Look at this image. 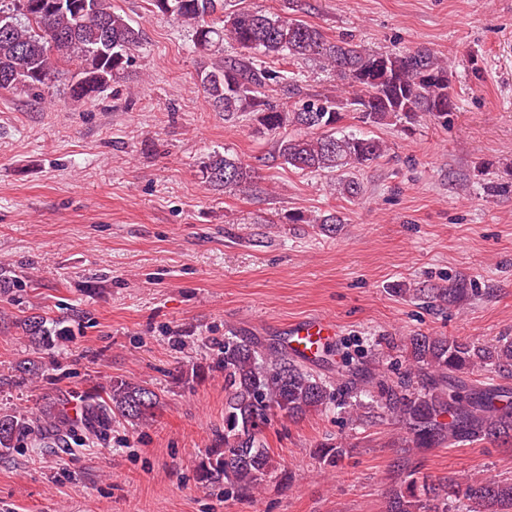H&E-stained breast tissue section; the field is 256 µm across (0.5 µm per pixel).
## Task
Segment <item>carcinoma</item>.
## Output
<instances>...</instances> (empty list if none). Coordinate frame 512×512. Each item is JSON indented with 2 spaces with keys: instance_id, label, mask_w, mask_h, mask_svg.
<instances>
[{
  "instance_id": "cac0c4a2",
  "label": "carcinoma",
  "mask_w": 512,
  "mask_h": 512,
  "mask_svg": "<svg viewBox=\"0 0 512 512\" xmlns=\"http://www.w3.org/2000/svg\"><path fill=\"white\" fill-rule=\"evenodd\" d=\"M174 21L191 27L194 47L207 53L229 40L243 53L211 63L200 72V85L212 105L231 119L255 112L263 133L276 138L282 163L296 170L344 173L334 191L346 198L362 193L351 170L382 156L384 141L364 132L339 130L343 112L358 114L367 127L401 124L419 112L447 118L456 109L449 90L448 63L431 49L369 51L346 41H331L317 27L299 19L240 10L231 0H151ZM141 45L140 30L112 10L110 0H0V89L28 95L56 82H67L71 101H96L121 78ZM282 59L314 57L336 76L341 95L334 101L315 95L293 111H285L260 96L267 82L284 83L302 95L296 75L261 69L255 56ZM296 126L299 137H282ZM202 179L209 189H234L252 182L255 170L229 154L213 153L203 162ZM334 235L343 223L334 212L297 218ZM440 305L460 307L473 289L460 277L448 287L412 288ZM47 319L28 316L19 321L37 350L54 345L65 328H48ZM411 361L390 383L369 369L349 365L336 370L330 382L295 360L275 343L264 345L242 336L224 337L216 367L224 373V437L197 469L203 486L224 482V492L253 496L275 471L262 435L281 414L300 419L313 410L344 408L353 422L364 419L363 394L374 408L406 430L404 481L391 494L390 512H512V480L495 477H443L420 480L411 456L422 448L453 446L467 440L505 442L512 438V391L463 378L492 368L512 377V338L494 343H469L443 336L408 338ZM164 402L153 389L125 379L114 380L89 396L83 406L84 424L102 431L118 419L142 425L162 411ZM42 419L51 435L73 430L70 420L48 407ZM35 431L24 414L0 413V457L9 455Z\"/></svg>"
}]
</instances>
